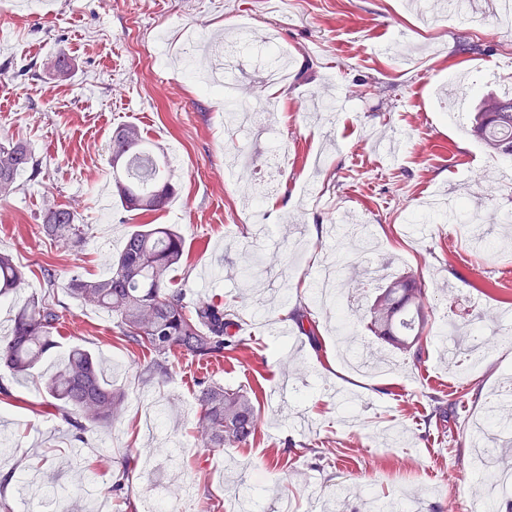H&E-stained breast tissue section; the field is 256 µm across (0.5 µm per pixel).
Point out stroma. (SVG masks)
I'll list each match as a JSON object with an SVG mask.
<instances>
[{
    "label": "stroma",
    "mask_w": 512,
    "mask_h": 512,
    "mask_svg": "<svg viewBox=\"0 0 512 512\" xmlns=\"http://www.w3.org/2000/svg\"><path fill=\"white\" fill-rule=\"evenodd\" d=\"M420 14L414 0H55L53 15L27 0H0V139L26 142L41 164L0 200V253L26 273L20 295L0 301V336L27 298L67 309L60 346L31 376L0 368V512H142L147 496L169 512H486L471 434L490 394L512 380V169L489 155L447 109L458 80L480 96L512 93V28L492 0L471 19L442 0ZM275 29L274 46L244 49L238 72L286 50L290 71L274 99L271 132L238 130L224 97L202 92L179 33L216 49L235 42L241 20ZM479 42L460 52L461 39ZM64 52L71 79L41 67ZM134 123L148 149L180 150L166 211H124L112 197L109 143ZM284 165L271 197L253 201L264 160ZM287 208H279V201ZM52 204L77 207V245L41 228ZM359 212L371 236L366 260L382 270L339 278V311L315 299L314 282L343 242L328 228ZM168 224L184 239L173 273L190 297L234 309L243 346L211 366L183 355L171 378L149 381V354L123 346L111 315L82 307L63 284L100 277L138 224ZM56 274L48 284L44 268ZM419 275L428 291L426 354H399L389 369L351 370L338 353L337 315L356 344L377 346L366 312L377 289ZM313 321L316 337L270 333L284 307ZM481 316L465 343L485 352L477 368L448 362L449 324ZM83 346L126 394L121 420L74 438L45 403L43 380L65 350ZM211 376L256 394L265 419L247 445L200 447L197 382ZM136 471L126 499L112 475L127 453ZM191 487L183 495V487Z\"/></svg>",
    "instance_id": "1"
}]
</instances>
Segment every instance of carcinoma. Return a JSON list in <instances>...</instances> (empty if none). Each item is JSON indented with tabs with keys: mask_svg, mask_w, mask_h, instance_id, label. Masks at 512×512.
<instances>
[{
	"mask_svg": "<svg viewBox=\"0 0 512 512\" xmlns=\"http://www.w3.org/2000/svg\"><path fill=\"white\" fill-rule=\"evenodd\" d=\"M42 69L59 79L72 74V62L63 52L43 59ZM471 132L488 152L512 158V95L484 99ZM114 198L126 211L152 214L164 211L175 192L174 175L166 161L145 147L141 130L126 124L112 133ZM41 165L22 141H0V199L17 191V175ZM42 230L50 239L76 244L84 226L77 213L63 205L42 214ZM183 237L166 224H141L128 233L110 271L99 278L73 275L62 288L81 305L101 309L115 319L117 339L145 350L154 358L145 366L148 377L167 378L174 362L189 354L211 363L243 345L237 336L236 315L207 299H190L175 286L172 271L183 257ZM25 271L11 255L0 253V298L18 293ZM425 284L414 276L393 280L369 309V330L391 351L420 359L426 330L423 301ZM66 308L46 300L30 299L17 313L11 332L0 336V365L13 375L26 377L52 349L59 347L56 333ZM48 405L84 438L92 426L120 419L124 394L112 389L98 369L94 354L72 347L44 383ZM196 429L207 448L237 447L256 434L259 409L255 398L241 389L226 387L209 378L199 381L196 393ZM136 461L126 456L113 474L112 494L128 489Z\"/></svg>",
	"mask_w": 512,
	"mask_h": 512,
	"instance_id": "obj_1",
	"label": "carcinoma"
}]
</instances>
